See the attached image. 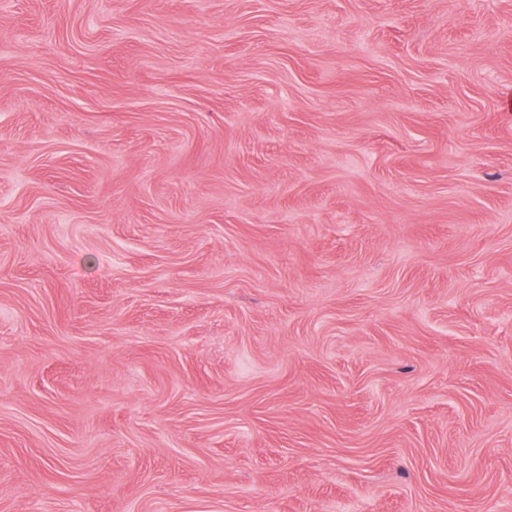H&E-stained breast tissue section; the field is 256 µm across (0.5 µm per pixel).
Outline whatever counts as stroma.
<instances>
[{
    "label": "stroma",
    "mask_w": 512,
    "mask_h": 512,
    "mask_svg": "<svg viewBox=\"0 0 512 512\" xmlns=\"http://www.w3.org/2000/svg\"><path fill=\"white\" fill-rule=\"evenodd\" d=\"M0 512H512V0H0Z\"/></svg>",
    "instance_id": "1"
}]
</instances>
